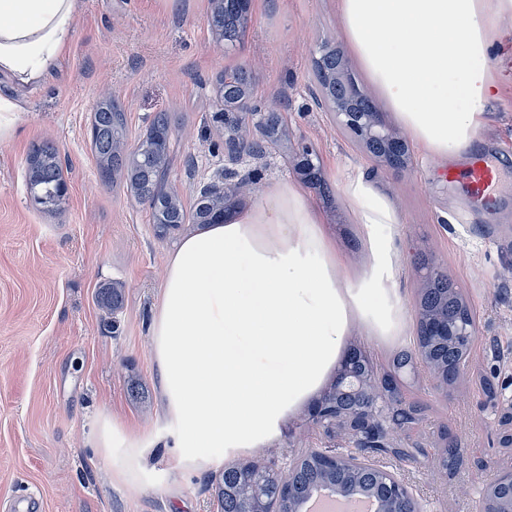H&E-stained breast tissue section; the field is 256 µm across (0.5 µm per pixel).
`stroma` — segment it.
Returning <instances> with one entry per match:
<instances>
[{
  "label": "stroma",
  "instance_id": "obj_1",
  "mask_svg": "<svg viewBox=\"0 0 512 512\" xmlns=\"http://www.w3.org/2000/svg\"><path fill=\"white\" fill-rule=\"evenodd\" d=\"M210 12V0H82L69 50L41 81L0 78V93L20 105L13 135L0 140V512L23 500L34 501L35 512H172L181 502L188 512H220L210 483L220 468L179 476L160 455L153 482L132 490L112 480L88 436L104 413L166 427L148 327L167 258L195 227L200 186L224 180V157L212 148L245 124L217 105L221 77L239 68L258 104L280 113L288 137L236 165L235 208L259 201L277 182L301 184L354 273L366 269V232L347 205L343 170L363 172L400 213L399 266L389 285L397 290L402 333L379 341L357 331L346 340L366 354L375 376L393 373L400 352L418 350L427 267L453 282L474 316L479 332L458 380L437 383L421 363L401 387L399 399L419 419L391 429L393 447L380 462L424 512H478L483 480L512 468V447L501 442L512 430L502 421L512 398V79L475 150L501 169L496 207L480 210L417 146L404 168L378 164L315 106L314 60L322 47L340 54L355 86L368 87L343 40L336 0H253L245 36L229 45L212 32ZM110 99L124 112L128 145L144 139L156 116L169 121L159 188L176 195L183 221L166 236H158L152 209L137 199L127 174L101 176L91 127ZM36 142L60 152L68 191L53 210L31 199L27 158ZM304 145L322 186L295 170ZM454 206L464 214L451 224L443 215ZM112 283L121 285L123 303L110 334L101 328L97 295ZM132 376L143 401L130 395ZM490 381L497 396L485 390ZM329 445L342 453L348 442L327 437L302 409L248 459L277 471ZM450 446L457 453L449 460Z\"/></svg>",
  "mask_w": 512,
  "mask_h": 512
}]
</instances>
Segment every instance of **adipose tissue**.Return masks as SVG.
Returning <instances> with one entry per match:
<instances>
[{"mask_svg": "<svg viewBox=\"0 0 512 512\" xmlns=\"http://www.w3.org/2000/svg\"><path fill=\"white\" fill-rule=\"evenodd\" d=\"M79 0H0V77L38 83L71 45ZM340 29L373 90L440 165L461 163L489 123L512 61V0H336ZM342 184L367 232L370 276L352 286L305 190L265 199L185 234L166 262L149 336L172 468L209 469L268 447L324 384L355 326L396 336L384 287L398 263L393 201L361 172ZM126 486L147 483L157 432L101 415L89 437Z\"/></svg>", "mask_w": 512, "mask_h": 512, "instance_id": "1", "label": "adipose tissue"}]
</instances>
